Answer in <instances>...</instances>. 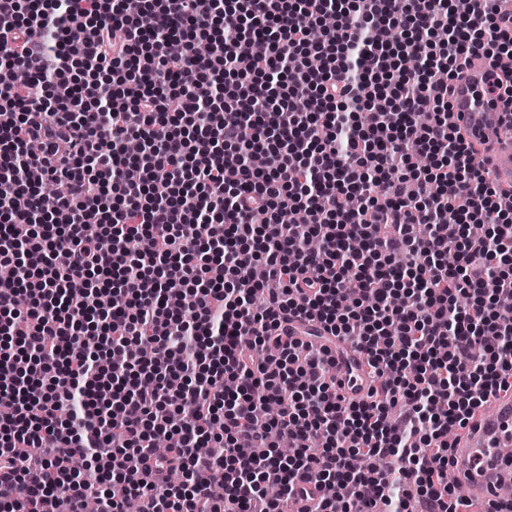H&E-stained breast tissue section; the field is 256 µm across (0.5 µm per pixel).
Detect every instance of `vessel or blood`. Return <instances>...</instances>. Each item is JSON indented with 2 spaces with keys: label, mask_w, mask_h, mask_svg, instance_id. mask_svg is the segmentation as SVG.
Returning <instances> with one entry per match:
<instances>
[{
  "label": "vessel or blood",
  "mask_w": 512,
  "mask_h": 512,
  "mask_svg": "<svg viewBox=\"0 0 512 512\" xmlns=\"http://www.w3.org/2000/svg\"><path fill=\"white\" fill-rule=\"evenodd\" d=\"M508 71H512L511 58L472 56L468 70L453 82L448 112L449 123L479 148L490 180L502 185L512 183V139L505 134L511 119L503 112L493 85ZM363 360V355L351 354L336 367V385L347 398H359L368 389ZM506 442L512 443V397L495 400L491 409L459 431L453 472L471 502L498 500L501 488L512 485V458L500 452Z\"/></svg>",
  "instance_id": "b4317fda"
}]
</instances>
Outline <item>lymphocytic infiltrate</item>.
Masks as SVG:
<instances>
[{
    "mask_svg": "<svg viewBox=\"0 0 512 512\" xmlns=\"http://www.w3.org/2000/svg\"><path fill=\"white\" fill-rule=\"evenodd\" d=\"M392 2L0 0V512H289L301 482L315 512H459L448 431L512 393V189L448 94L512 18ZM132 139L162 183L124 178ZM311 317L367 397L288 332ZM364 360L365 355L353 353L336 366V385L348 399H357L367 392L370 381L362 367Z\"/></svg>",
    "mask_w": 512,
    "mask_h": 512,
    "instance_id": "1",
    "label": "lymphocytic infiltrate"
}]
</instances>
